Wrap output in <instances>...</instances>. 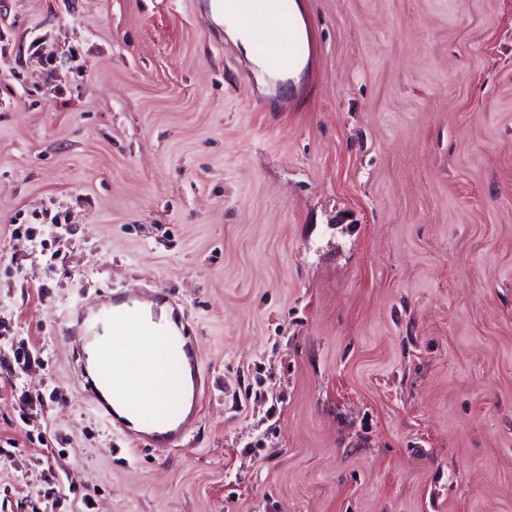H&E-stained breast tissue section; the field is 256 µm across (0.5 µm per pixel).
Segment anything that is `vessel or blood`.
<instances>
[{
	"label": "vessel or blood",
	"instance_id": "vessel-or-blood-1",
	"mask_svg": "<svg viewBox=\"0 0 512 512\" xmlns=\"http://www.w3.org/2000/svg\"><path fill=\"white\" fill-rule=\"evenodd\" d=\"M227 5L233 12L246 15L262 9L267 17L268 32L286 40L287 52L268 55L272 69L293 68L304 57L306 44L298 35L289 0H217L215 7L220 10ZM144 299L151 306L145 315L126 308L125 298L119 293L106 296L95 310L78 309L65 338L76 347L91 346L96 350L94 368L79 365L77 376L98 415L131 441L165 452L173 451L183 446L197 423L205 397L203 365L200 351L191 339V326L181 313L178 301L161 288L146 292ZM161 304L171 306L174 323L163 339L164 352L175 370H188L192 382L189 401L178 402L164 412L157 411L148 401L133 400L127 389L118 385L109 350L99 338L103 327L112 335L125 331L148 335L144 321L148 318L159 321L157 307Z\"/></svg>",
	"mask_w": 512,
	"mask_h": 512
}]
</instances>
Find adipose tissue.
I'll return each instance as SVG.
<instances>
[{
    "instance_id": "ef3b65f1",
    "label": "adipose tissue",
    "mask_w": 512,
    "mask_h": 512,
    "mask_svg": "<svg viewBox=\"0 0 512 512\" xmlns=\"http://www.w3.org/2000/svg\"><path fill=\"white\" fill-rule=\"evenodd\" d=\"M110 357L134 400H147L157 407L176 400L162 351L157 347L145 348L142 336L126 332L113 337Z\"/></svg>"
}]
</instances>
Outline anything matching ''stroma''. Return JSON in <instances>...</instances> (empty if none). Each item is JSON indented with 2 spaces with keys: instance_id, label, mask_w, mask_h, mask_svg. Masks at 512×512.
Here are the masks:
<instances>
[{
  "instance_id": "stroma-1",
  "label": "stroma",
  "mask_w": 512,
  "mask_h": 512,
  "mask_svg": "<svg viewBox=\"0 0 512 512\" xmlns=\"http://www.w3.org/2000/svg\"><path fill=\"white\" fill-rule=\"evenodd\" d=\"M204 2L0 0V512H512V0H297L296 79ZM154 288L161 457L63 336ZM144 300L150 304L149 314L155 323L160 319L155 305L167 304L172 308L174 327L164 337L163 349L178 374V386L181 385V371H189L192 382L189 408L181 400L167 411L160 412L149 403L153 402L156 408L169 404L182 397L185 389L181 388L178 393L172 391L163 353L159 348V336H154L155 344L150 351L144 346V337L151 339L153 335L144 325L148 312L138 313L125 308L122 293L106 296L93 311L79 308L74 316V325L65 333V339L78 349L90 345L96 350L93 372L90 373L82 361L78 365L77 376L98 415L132 442L165 452L173 451L184 445L197 423L205 397L203 365L200 351L191 339V326L185 315L181 314L178 301L162 288L145 292ZM103 323L109 335H115L112 336L110 351L98 337ZM123 331L134 332L117 336ZM112 364L127 380L130 394L136 401L125 387L117 384L119 376ZM121 410H127L138 418L139 430L129 428L128 419L120 414ZM159 428L167 430L158 432Z\"/></svg>"
}]
</instances>
